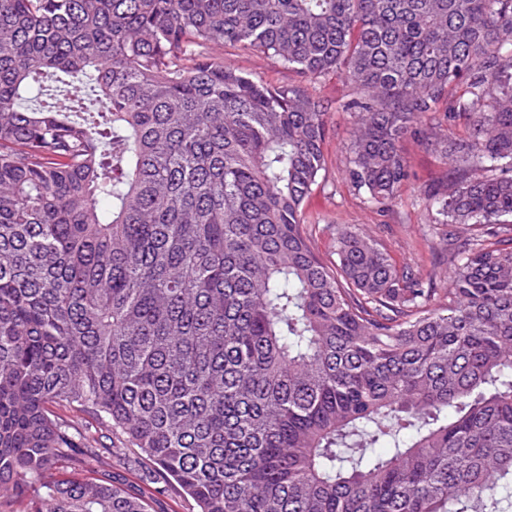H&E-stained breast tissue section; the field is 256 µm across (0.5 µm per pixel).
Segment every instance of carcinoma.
Here are the masks:
<instances>
[{
    "label": "carcinoma",
    "mask_w": 512,
    "mask_h": 512,
    "mask_svg": "<svg viewBox=\"0 0 512 512\" xmlns=\"http://www.w3.org/2000/svg\"><path fill=\"white\" fill-rule=\"evenodd\" d=\"M227 45L346 75L378 210L405 139L446 159L449 287L350 228L321 261L326 107ZM507 224L512 0H0V509L149 512L65 404L198 512H506ZM51 409L55 416L70 422L76 428L80 430H90L95 437L99 438L101 443L105 445L112 443L114 448H122L123 445L121 444L118 436L112 434L108 424L101 421H95L86 411L58 406H54Z\"/></svg>",
    "instance_id": "carcinoma-1"
}]
</instances>
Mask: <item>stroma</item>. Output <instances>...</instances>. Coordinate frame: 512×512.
<instances>
[{"label": "stroma", "instance_id": "stroma-1", "mask_svg": "<svg viewBox=\"0 0 512 512\" xmlns=\"http://www.w3.org/2000/svg\"><path fill=\"white\" fill-rule=\"evenodd\" d=\"M214 56L258 74L272 86L303 83L299 74L274 58L245 53L230 46L215 51ZM306 86L329 107L324 143L326 167L303 207L306 232L316 254L327 265H334L336 229L352 226L370 234L398 263L413 265L426 276L442 273L446 241L441 218L419 202L418 197L420 188L436 185L449 177V165L418 140L404 141L402 151L412 178L388 210L381 212L372 208L364 191L356 188L348 176L354 124L341 105L354 96L351 83L337 74L319 78ZM112 475L129 493L150 494V512H196L194 502L178 492L154 493L153 475L146 468L139 449H126L123 461L113 465Z\"/></svg>", "mask_w": 512, "mask_h": 512}]
</instances>
